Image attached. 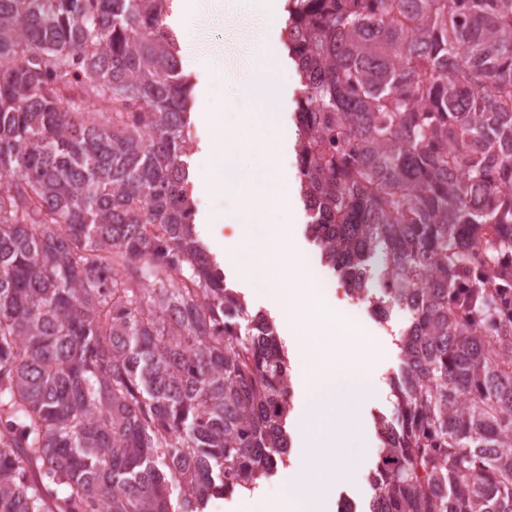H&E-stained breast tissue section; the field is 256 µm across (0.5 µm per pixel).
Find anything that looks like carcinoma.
I'll use <instances>...</instances> for the list:
<instances>
[{
  "instance_id": "1",
  "label": "carcinoma",
  "mask_w": 512,
  "mask_h": 512,
  "mask_svg": "<svg viewBox=\"0 0 512 512\" xmlns=\"http://www.w3.org/2000/svg\"><path fill=\"white\" fill-rule=\"evenodd\" d=\"M171 2L0 0V512H206L288 457L283 343L195 231ZM285 11L309 235L407 322L369 512H512V0Z\"/></svg>"
}]
</instances>
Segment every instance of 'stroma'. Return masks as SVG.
Instances as JSON below:
<instances>
[{"label": "stroma", "instance_id": "obj_1", "mask_svg": "<svg viewBox=\"0 0 512 512\" xmlns=\"http://www.w3.org/2000/svg\"><path fill=\"white\" fill-rule=\"evenodd\" d=\"M166 23L178 37L183 73L192 82L195 103L223 100L230 91L232 77L250 69L262 54L266 40L280 41V30H269L250 6V0H201L200 13L193 24H185L180 5H173ZM198 203L196 230L209 251H216L234 233L232 226L216 223L226 205L223 192L194 190ZM341 313L357 322L377 341L388 343V353L379 361L374 384L379 398L365 410V449L349 482L336 487V500H349L357 512H367L373 495L369 475L379 460L380 440L373 422L378 415L394 413L395 398L390 379L400 371L399 349L395 342L403 327L402 317L383 322L370 315L366 305L348 303L342 288L330 289ZM281 473L264 480L254 491H238L212 500L208 512H271L282 491Z\"/></svg>", "mask_w": 512, "mask_h": 512}]
</instances>
